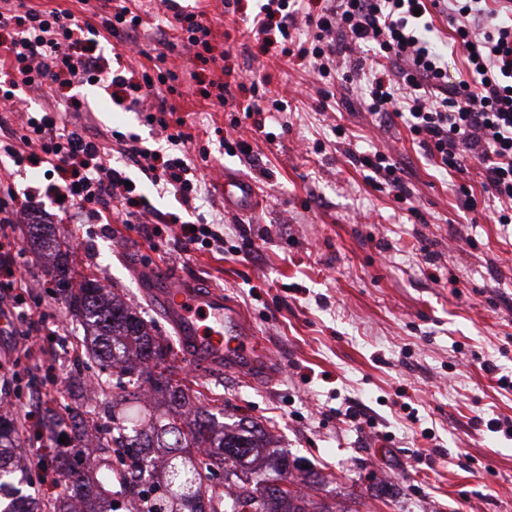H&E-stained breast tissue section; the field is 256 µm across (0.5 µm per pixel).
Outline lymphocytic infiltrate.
<instances>
[{"label":"lymphocytic infiltrate","instance_id":"1","mask_svg":"<svg viewBox=\"0 0 512 512\" xmlns=\"http://www.w3.org/2000/svg\"><path fill=\"white\" fill-rule=\"evenodd\" d=\"M495 10L482 0H326L308 15L314 30L296 57L327 82L339 80L356 89V103L383 123L402 121L437 167L458 171L464 158L480 165L484 189L493 202V220L512 224V0ZM445 15L453 38L464 50L467 76L448 78V66L427 17ZM295 0L262 5L252 24L267 37L263 52L286 48L292 39ZM68 9L40 11L24 0L0 11V110L21 112L20 128L0 151L22 163L25 157L67 174L56 186L73 218L113 215L121 223L152 215L149 201L131 195L122 172L111 166L101 144L84 129L57 122L42 108L19 110L16 91H35L60 83L63 75L109 78L129 90L133 102L154 95L157 86L175 93L178 74L157 55L156 76L142 81L113 73L108 58L93 51L92 40ZM127 163L172 187L184 204L198 197L184 158H165L120 139Z\"/></svg>","mask_w":512,"mask_h":512}]
</instances>
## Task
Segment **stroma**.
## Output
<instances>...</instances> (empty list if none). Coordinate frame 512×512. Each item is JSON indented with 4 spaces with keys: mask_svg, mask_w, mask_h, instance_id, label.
I'll list each match as a JSON object with an SVG mask.
<instances>
[{
    "mask_svg": "<svg viewBox=\"0 0 512 512\" xmlns=\"http://www.w3.org/2000/svg\"><path fill=\"white\" fill-rule=\"evenodd\" d=\"M265 2L239 0L228 8L224 0H185V11L203 13L213 55H225L220 67L196 59L154 22L141 28L138 51H122L102 27L110 0H27L90 22L104 56L120 55L135 74L152 71L153 56L164 54L180 77L167 102L194 137L187 160L201 187L195 214L124 166L112 139L116 131L133 134L141 147L167 154L160 127L139 108L118 104L106 83L74 77L70 92L86 107L80 125L158 215L180 221L155 243L148 225L75 224L42 199L48 223L75 254L73 277L120 289L172 339L177 332L156 267L223 291L258 338L255 357L221 367L202 356L182 359L179 374L198 390L196 408L223 407L224 423L233 426L261 425L271 449L320 472L325 482L313 497L332 512H512V439L489 429L492 421L512 419V390L498 384L499 376H512V225L491 221L474 161L465 160L460 173L436 167L403 124L382 128L348 106L347 90L263 54L249 21ZM201 79L268 80L272 97L286 105L266 122L274 139L248 119L231 128L236 101L202 98ZM231 132L250 142L251 158L225 155L220 136ZM376 150L399 164L409 203L374 188L353 159ZM228 177L254 184V208L225 206ZM463 186L476 209L461 207ZM201 214L223 224L224 247L184 253L180 226ZM11 242L24 252V310L44 312L48 328L60 333L56 343L41 334L25 341L17 321L0 333V373L16 381L0 388V402L9 403L4 413L26 463L23 492L40 499L51 475L35 448L52 442L25 416L64 430L65 409L78 404L84 377L98 370L86 360L73 374L62 353L66 344L82 350L83 331L50 288L28 225H15ZM488 362L497 373L485 370Z\"/></svg>",
    "mask_w": 512,
    "mask_h": 512,
    "instance_id": "1",
    "label": "stroma"
}]
</instances>
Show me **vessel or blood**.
Instances as JSON below:
<instances>
[{
    "label": "vessel or blood",
    "mask_w": 512,
    "mask_h": 512,
    "mask_svg": "<svg viewBox=\"0 0 512 512\" xmlns=\"http://www.w3.org/2000/svg\"><path fill=\"white\" fill-rule=\"evenodd\" d=\"M155 275L165 281L161 301L184 342L217 358L251 360L257 342L245 329L236 308L225 302L222 291H203L174 281L162 266L156 268Z\"/></svg>",
    "instance_id": "vessel-or-blood-1"
}]
</instances>
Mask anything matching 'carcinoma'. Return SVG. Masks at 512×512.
Returning a JSON list of instances; mask_svg holds the SVG:
<instances>
[{"mask_svg":"<svg viewBox=\"0 0 512 512\" xmlns=\"http://www.w3.org/2000/svg\"><path fill=\"white\" fill-rule=\"evenodd\" d=\"M34 228L33 244L49 250L52 258L51 282L91 338L99 373L112 377V436L96 450L114 455L120 464L118 471L103 477L128 487L133 512H331L329 506H318L294 489L290 476L300 467L266 448L262 430L254 425L218 429L211 415L191 408L178 377V352L170 342L152 334L148 321L98 280L85 277L72 286V268L62 242L51 226ZM147 383L166 398L164 412L142 406L141 388ZM80 430L77 416L70 417L66 440L52 455L65 465L55 480L64 500L85 484L71 462L77 456L72 441L79 440ZM193 448L220 452L194 456ZM218 471L232 490L228 502L212 483ZM14 473L12 445L0 432V491L10 486Z\"/></svg>","mask_w":512,"mask_h":512,"instance_id":"cac0c4a2","label":"carcinoma"}]
</instances>
